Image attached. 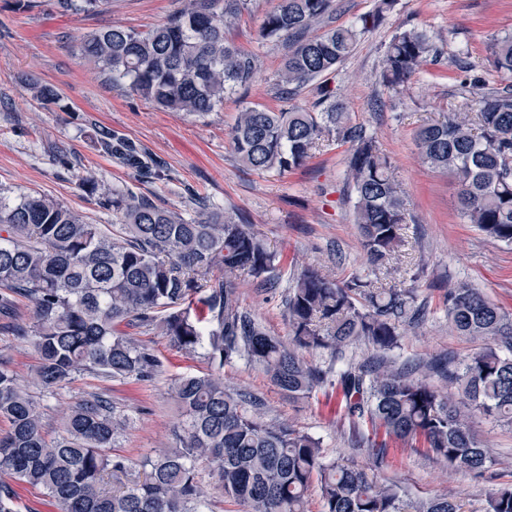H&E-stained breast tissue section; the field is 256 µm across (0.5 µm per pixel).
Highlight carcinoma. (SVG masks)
Here are the masks:
<instances>
[{"label": "carcinoma", "instance_id": "cac0c4a2", "mask_svg": "<svg viewBox=\"0 0 512 512\" xmlns=\"http://www.w3.org/2000/svg\"><path fill=\"white\" fill-rule=\"evenodd\" d=\"M111 2L54 5L61 12H102ZM250 2L184 0L180 12L148 31L108 28L83 38L79 52L107 82L127 86L153 106L205 116L256 77L257 57L225 36ZM394 5L378 0L353 24L334 26V0H278L258 30L260 39L288 47L275 95L289 102L316 80L318 100L311 109L293 105L279 112L247 105L232 129L239 161L259 171L298 169L325 140L347 147L355 223L374 267L389 264L401 244L406 198L375 137L352 122L324 77L383 25ZM488 50L504 86L464 80L461 104L422 124L415 143L424 163L455 179L464 221L512 244V34L492 39ZM439 55L425 30L403 25L386 45L379 80L395 90ZM94 132L99 153L137 176H164L161 161L126 134L100 126ZM82 186L112 209L120 220L116 229L88 224L52 199L0 194V331L33 344L39 361L32 386L53 394L86 375L152 379L161 361L127 327L160 330L183 355H202L209 370L170 379L169 394L181 409L175 443L135 463L113 453L129 416L103 393L70 404L63 434L47 437L39 401L0 354V421L8 423L0 431V512H19L17 485L40 491L59 512H204L199 465L209 468L224 499L246 512H305L314 488L323 512H402L397 485L378 482L364 468L325 462L319 439L266 419L259 400L226 387L224 366L237 361L260 367L290 400L331 386L353 422L422 440L451 468L480 475L491 463L492 451L469 412L512 425V315L479 289L459 282L445 295L452 332L482 343L458 364L450 358L426 365L448 377V392L381 363H351L332 378L241 306L242 275L267 283L281 268V257L243 218L187 219L92 177ZM25 300L32 304L27 322ZM285 307L296 346L333 355L363 343L382 356L418 316L411 285L339 283L312 268L292 277ZM493 340L509 345L511 354L500 353ZM416 512H462V504L439 495L420 501ZM487 512H512V487L492 493Z\"/></svg>", "mask_w": 512, "mask_h": 512}]
</instances>
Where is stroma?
Listing matches in <instances>:
<instances>
[{"label": "stroma", "instance_id": "stroma-1", "mask_svg": "<svg viewBox=\"0 0 512 512\" xmlns=\"http://www.w3.org/2000/svg\"><path fill=\"white\" fill-rule=\"evenodd\" d=\"M277 3L255 0L252 10L227 31L230 42L257 57L259 71L244 93L225 100L222 111L199 119L159 110L128 89L112 86L77 50L83 36L111 26L151 29L178 12L183 0H112L98 14L63 13L53 0H0V193L49 196L87 223H115L111 209L81 188V178L91 175L105 187L131 190L188 218L202 211L238 213L267 247L290 261L270 285L260 286L246 276L238 285L241 306L270 334L288 340L289 274L295 266L311 267L339 281L358 277L378 288L414 285L425 315L405 329L399 347L387 352L388 364L465 359L476 344L449 332L445 293L468 281L512 310V246L461 218L455 180L422 162L414 135L421 124L460 104L465 74L459 60L486 67L491 40L512 33V0H397L384 24L362 38L336 71L337 97L353 122L376 137L406 193L402 245L388 269L369 264L354 224L355 194L345 179V147H323L302 168L284 173L245 169L234 153L231 131L243 106L260 103L276 111L286 106L273 92L285 50L258 37L265 13ZM404 23L433 36L441 57L391 91L377 75L386 44ZM37 82L57 90L60 106L38 101ZM98 125L144 145L165 163V176L141 179L99 154L92 141ZM130 334L154 351L161 372L138 383L88 375L41 395L49 437L61 434L66 404L103 393L133 417L116 447L118 454L138 461L170 443L179 412L168 395V382L178 373L206 372L207 365L198 357L185 358L157 332L134 328ZM224 383L259 398L268 418L288 421L319 438L326 461L367 468L377 480L400 486L408 506L445 495L460 501L464 512H485L489 494L512 484L511 425L473 416L474 430L492 444L494 454L480 478L444 467L422 443L389 437L384 440L386 462L378 467L366 442L369 427L349 422L335 389L291 401L262 371L242 361L225 366Z\"/></svg>", "mask_w": 512, "mask_h": 512}]
</instances>
